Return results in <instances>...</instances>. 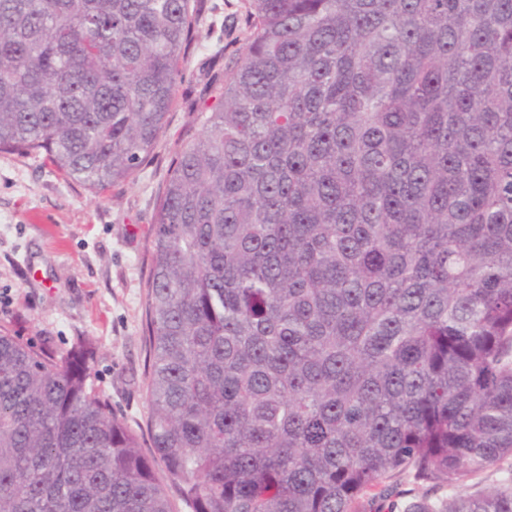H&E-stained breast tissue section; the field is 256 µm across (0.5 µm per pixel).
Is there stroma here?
I'll list each match as a JSON object with an SVG mask.
<instances>
[{"instance_id":"obj_1","label":"stroma","mask_w":512,"mask_h":512,"mask_svg":"<svg viewBox=\"0 0 512 512\" xmlns=\"http://www.w3.org/2000/svg\"><path fill=\"white\" fill-rule=\"evenodd\" d=\"M240 0H205L165 132L133 181L94 193L40 154L0 152V328L35 345L94 349L92 378L144 454L146 281L151 226L176 154L200 132L192 101L211 90L204 62Z\"/></svg>"}]
</instances>
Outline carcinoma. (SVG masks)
I'll return each instance as SVG.
<instances>
[{
    "instance_id": "carcinoma-1",
    "label": "carcinoma",
    "mask_w": 512,
    "mask_h": 512,
    "mask_svg": "<svg viewBox=\"0 0 512 512\" xmlns=\"http://www.w3.org/2000/svg\"><path fill=\"white\" fill-rule=\"evenodd\" d=\"M200 0H0V152L101 193L166 128ZM147 282L154 453L91 351L0 330V512H512V0H245ZM512 458L503 462V464L499 467H493L489 470L482 473L477 478L473 479L468 483L467 491L468 492H477L482 490H487L491 487H494L501 481L505 476H507L506 471L511 469ZM471 485V488H470ZM399 489L404 493L406 497H399L394 500V507L392 510L394 512H401L399 510V506H401L402 502L406 499L412 498L414 496H429L433 499L448 496L449 493L453 492L454 487L448 486L446 484L441 486H435L431 483H416L409 476L403 475L399 480Z\"/></svg>"
}]
</instances>
